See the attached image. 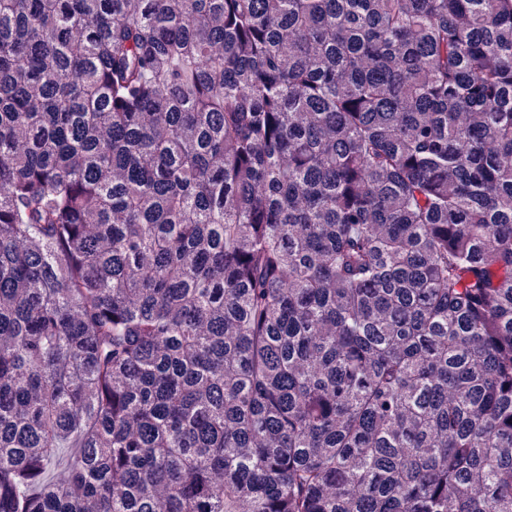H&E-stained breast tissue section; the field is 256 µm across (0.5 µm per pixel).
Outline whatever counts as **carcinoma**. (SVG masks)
I'll return each instance as SVG.
<instances>
[{
    "instance_id": "carcinoma-1",
    "label": "carcinoma",
    "mask_w": 512,
    "mask_h": 512,
    "mask_svg": "<svg viewBox=\"0 0 512 512\" xmlns=\"http://www.w3.org/2000/svg\"><path fill=\"white\" fill-rule=\"evenodd\" d=\"M0 512H512V0H0Z\"/></svg>"
}]
</instances>
